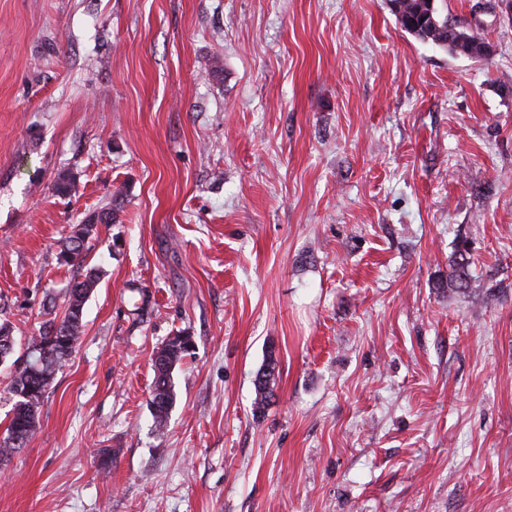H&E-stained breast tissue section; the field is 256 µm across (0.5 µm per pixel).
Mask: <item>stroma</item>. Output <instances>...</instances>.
<instances>
[{
    "instance_id": "1",
    "label": "stroma",
    "mask_w": 512,
    "mask_h": 512,
    "mask_svg": "<svg viewBox=\"0 0 512 512\" xmlns=\"http://www.w3.org/2000/svg\"><path fill=\"white\" fill-rule=\"evenodd\" d=\"M445 12L489 59L389 0H0L18 343L82 273L57 261L72 225L117 211L0 512H512V0ZM181 331L160 434L152 358ZM389 4L401 27L412 36L466 56L489 57V45L474 36L469 28L455 25L448 31V17L442 15L445 0H389ZM456 32H460V40L448 45L450 37L452 42L456 39ZM470 253L466 244L462 243L455 251L454 257L450 261L448 271V288L457 292H472L475 279L470 271ZM279 372L278 360L275 356V350L272 346L267 350L263 364L257 371L254 378L255 399L253 402L254 415L264 413L267 406L271 403L273 397V388L270 384H275L276 375Z\"/></svg>"
}]
</instances>
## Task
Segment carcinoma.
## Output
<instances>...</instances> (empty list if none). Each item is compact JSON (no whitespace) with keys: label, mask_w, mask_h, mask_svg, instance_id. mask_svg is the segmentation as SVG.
<instances>
[{"label":"carcinoma","mask_w":512,"mask_h":512,"mask_svg":"<svg viewBox=\"0 0 512 512\" xmlns=\"http://www.w3.org/2000/svg\"><path fill=\"white\" fill-rule=\"evenodd\" d=\"M391 11L401 27L420 40H428L442 48L466 56L486 59L489 45L474 36L469 28H448V17L442 15L446 0H389ZM116 211L103 208L85 217L66 238L57 254L61 265L83 266L88 239L99 224H111ZM98 280V270L90 267L83 279L71 283L65 293L62 311L55 307L44 308L47 319L41 322L37 334L30 337L26 352L27 362L13 361L9 391L16 398L12 417L6 433L0 437V460L17 453L35 433L39 424L41 404L57 372L75 351L83 332V314L86 302ZM475 279L470 271V253L462 243L450 261L448 288L457 292L474 291ZM191 336L180 333L168 339L154 355V382L149 398V408L155 431H166L170 410L175 401L173 371L180 362L191 355ZM15 340L13 326L8 319H0V363L13 356ZM279 372L275 350L268 349L263 364L254 378L255 399L253 413L261 415L271 403L273 388Z\"/></svg>","instance_id":"carcinoma-1"}]
</instances>
